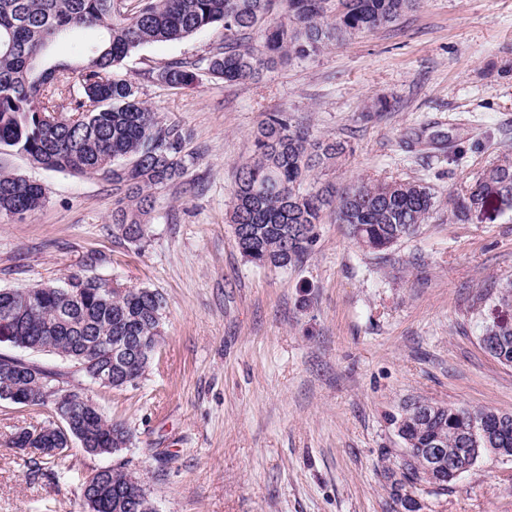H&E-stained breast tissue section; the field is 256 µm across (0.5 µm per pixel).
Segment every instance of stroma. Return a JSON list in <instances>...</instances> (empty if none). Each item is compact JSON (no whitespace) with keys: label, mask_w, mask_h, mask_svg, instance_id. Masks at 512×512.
Returning a JSON list of instances; mask_svg holds the SVG:
<instances>
[{"label":"stroma","mask_w":512,"mask_h":512,"mask_svg":"<svg viewBox=\"0 0 512 512\" xmlns=\"http://www.w3.org/2000/svg\"><path fill=\"white\" fill-rule=\"evenodd\" d=\"M224 42L213 27L134 51L124 71L161 117L186 129L185 173L153 192L147 237L112 223L121 193L101 177L0 167L42 183L46 202L0 221V288L59 281L102 257L98 274L163 295V336L145 375L108 390L50 353L27 360L79 386L133 433L111 455L73 446L51 476L27 477L17 430L49 413L0 400V512H79L95 470L133 472L156 512H393L386 473L403 443L387 414L412 398L512 412V367L484 353L485 322L512 279V207L463 224L448 201L512 153V0H423L396 24L295 58L259 81L160 86L152 73ZM285 110L314 137L345 142L308 186L360 178L434 187L418 233L363 250L325 210L317 239L288 269L247 263L226 214L235 167L266 113ZM421 512H512V460L484 459L447 491L412 489Z\"/></svg>","instance_id":"obj_1"}]
</instances>
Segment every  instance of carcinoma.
I'll list each match as a JSON object with an SVG mask.
<instances>
[{
	"mask_svg": "<svg viewBox=\"0 0 512 512\" xmlns=\"http://www.w3.org/2000/svg\"><path fill=\"white\" fill-rule=\"evenodd\" d=\"M421 0H0V153L14 152L45 169L100 176L125 189L128 204L117 206L112 223L131 242L145 238L143 217L156 189L187 169L190 135L150 108L138 87L122 74L125 59L156 42L178 41L215 25L224 45L204 58L208 73L226 82L260 78L288 59L308 58L326 46L397 22ZM281 20L269 22L274 15ZM100 39L76 62L58 60L56 44L86 31ZM200 61L162 66L156 79L172 89H189ZM338 142H320L290 114L271 112L254 133L252 154L237 165L227 223L241 256L258 267L295 265L318 236L322 213L332 208L365 250L379 252L414 236L436 205L422 181H361L338 195L301 190L310 173L342 153ZM495 197L512 206V155L497 157L474 183L450 199L452 216L467 220L475 204ZM46 201L42 184L0 169V219H22ZM104 262L91 257L63 281L31 288H0V322L10 319L6 344L21 350L55 353L96 382L98 371L112 380L100 387L123 390L150 366L155 347L140 354L116 349L125 336L148 343L162 335L164 297L149 288L112 291L108 279L93 273ZM490 355L512 366V322L483 328ZM62 374L13 355L0 354V393L12 403L51 413L48 389ZM496 410L453 405H408L388 415L406 448L435 442L458 455L475 447L472 420ZM74 427L92 441L97 455H112L132 441V432L100 409H74ZM15 448H45L64 458L68 441L52 431L39 441L27 429L16 432ZM420 455L388 473L396 512L407 506V487L419 478ZM89 512H155L146 492L118 468L84 478Z\"/></svg>",
	"mask_w": 512,
	"mask_h": 512,
	"instance_id": "carcinoma-1",
	"label": "carcinoma"
}]
</instances>
